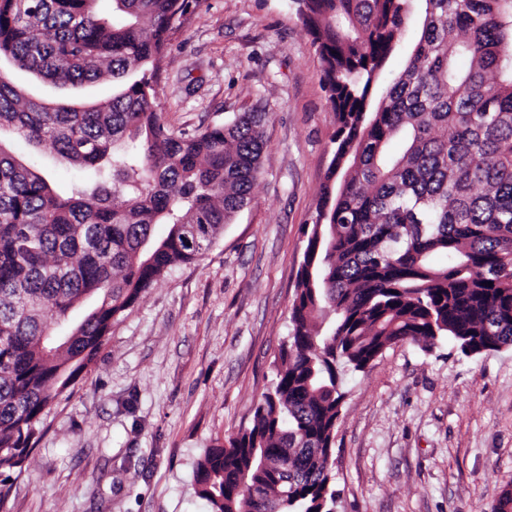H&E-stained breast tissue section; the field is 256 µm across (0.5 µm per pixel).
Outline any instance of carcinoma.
<instances>
[{
  "label": "carcinoma",
  "instance_id": "cac0c4a2",
  "mask_svg": "<svg viewBox=\"0 0 512 512\" xmlns=\"http://www.w3.org/2000/svg\"><path fill=\"white\" fill-rule=\"evenodd\" d=\"M294 3L324 65L333 157L276 381L197 464L211 512H333L343 376L388 345L512 347V0ZM97 4L0 0V64L28 75L0 70V475L22 469L112 321L251 202L266 148L265 112L190 136L164 122L154 86L191 0ZM398 53L406 66L387 82ZM102 80L114 86L103 102L31 92ZM14 140L82 178L57 189Z\"/></svg>",
  "mask_w": 512,
  "mask_h": 512
}]
</instances>
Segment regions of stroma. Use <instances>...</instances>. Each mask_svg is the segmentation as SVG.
Segmentation results:
<instances>
[{"mask_svg":"<svg viewBox=\"0 0 512 512\" xmlns=\"http://www.w3.org/2000/svg\"><path fill=\"white\" fill-rule=\"evenodd\" d=\"M156 98L178 133L267 113L252 200L114 320L11 473L12 512H208L198 461L249 426L275 380L336 129L294 0H198ZM344 386L335 512H493L512 490V348L398 342Z\"/></svg>","mask_w":512,"mask_h":512,"instance_id":"35a3bbf8","label":"stroma"}]
</instances>
